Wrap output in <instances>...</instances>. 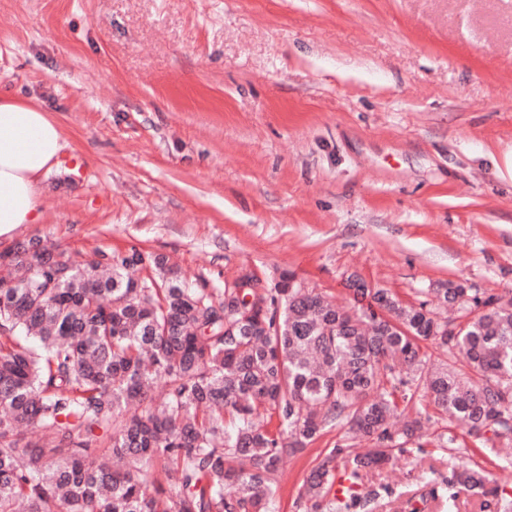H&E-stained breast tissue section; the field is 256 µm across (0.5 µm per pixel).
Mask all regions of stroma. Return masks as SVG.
<instances>
[{"label": "stroma", "mask_w": 512, "mask_h": 512, "mask_svg": "<svg viewBox=\"0 0 512 512\" xmlns=\"http://www.w3.org/2000/svg\"><path fill=\"white\" fill-rule=\"evenodd\" d=\"M0 94L48 112L67 155L42 219L0 239L138 248L186 282L289 271L344 305L457 281L512 293V0H0ZM345 434L288 459L280 512ZM411 448L405 498L447 474Z\"/></svg>", "instance_id": "stroma-1"}]
</instances>
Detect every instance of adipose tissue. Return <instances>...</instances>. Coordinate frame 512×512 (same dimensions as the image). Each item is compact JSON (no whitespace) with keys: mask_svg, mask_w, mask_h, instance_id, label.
Returning a JSON list of instances; mask_svg holds the SVG:
<instances>
[{"mask_svg":"<svg viewBox=\"0 0 512 512\" xmlns=\"http://www.w3.org/2000/svg\"><path fill=\"white\" fill-rule=\"evenodd\" d=\"M67 146L47 112L0 95V237L40 221L41 180Z\"/></svg>","mask_w":512,"mask_h":512,"instance_id":"obj_1","label":"adipose tissue"}]
</instances>
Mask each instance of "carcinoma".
<instances>
[{
	"label": "carcinoma",
	"instance_id": "carcinoma-1",
	"mask_svg": "<svg viewBox=\"0 0 512 512\" xmlns=\"http://www.w3.org/2000/svg\"><path fill=\"white\" fill-rule=\"evenodd\" d=\"M243 279L259 277L189 285L136 248L0 254V512H277L285 460L339 424L374 450L337 441L305 492L323 512H368L392 489L365 478L434 417L492 459L512 442V297L450 281L403 304L356 278L345 310L287 271L259 294ZM426 340L469 372L425 358ZM422 400L434 415L394 426ZM340 475L359 491L337 497ZM464 489L481 490L479 512H512V489L452 455L428 495L454 505Z\"/></svg>",
	"mask_w": 512,
	"mask_h": 512
}]
</instances>
